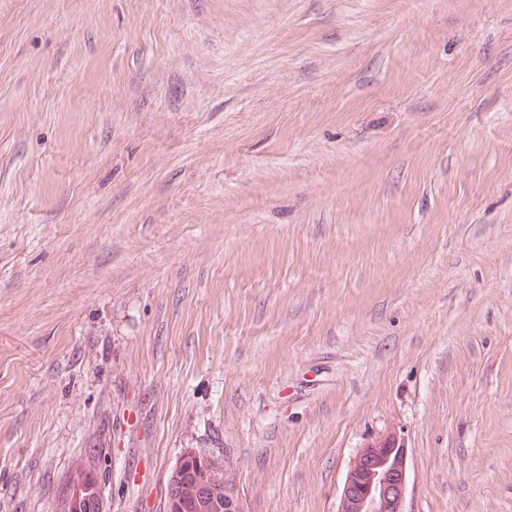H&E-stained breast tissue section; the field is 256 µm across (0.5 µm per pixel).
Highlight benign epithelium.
I'll list each match as a JSON object with an SVG mask.
<instances>
[{"mask_svg":"<svg viewBox=\"0 0 512 512\" xmlns=\"http://www.w3.org/2000/svg\"><path fill=\"white\" fill-rule=\"evenodd\" d=\"M199 484L196 508L216 504L224 512H246L245 502L228 471L209 457L195 458ZM408 455L403 438L388 431L368 440L349 463L336 512H404Z\"/></svg>","mask_w":512,"mask_h":512,"instance_id":"7a95c632","label":"benign epithelium"}]
</instances>
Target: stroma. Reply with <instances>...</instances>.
Here are the masks:
<instances>
[{
    "instance_id": "obj_1",
    "label": "stroma",
    "mask_w": 512,
    "mask_h": 512,
    "mask_svg": "<svg viewBox=\"0 0 512 512\" xmlns=\"http://www.w3.org/2000/svg\"><path fill=\"white\" fill-rule=\"evenodd\" d=\"M512 512V0H0V512ZM408 455L388 431L368 440L349 463L336 512H405ZM181 457L176 463L172 470V477L174 481H179V475L181 473L182 462L186 465L185 475L181 476L180 480L183 481L184 485L193 487L195 481V461L197 466V472L199 477V484L197 485V496H196V508L200 509L198 512H210L207 509H211L213 505L224 503V512H245V502L242 498L237 487L233 484V479L230 477L227 469L219 462L209 457H201L195 453ZM172 477H169L167 484V499L168 502L171 497L179 499V502L183 499L191 501V497L182 496L178 493L179 487L177 483L172 482ZM176 491V493H174ZM179 495V496H178ZM182 512H194L196 508L189 506L188 504H180ZM92 475L90 470L80 469L68 479L66 491L63 494L59 505L63 512H93L96 510V503L101 495V488L97 479L89 481Z\"/></svg>"
}]
</instances>
